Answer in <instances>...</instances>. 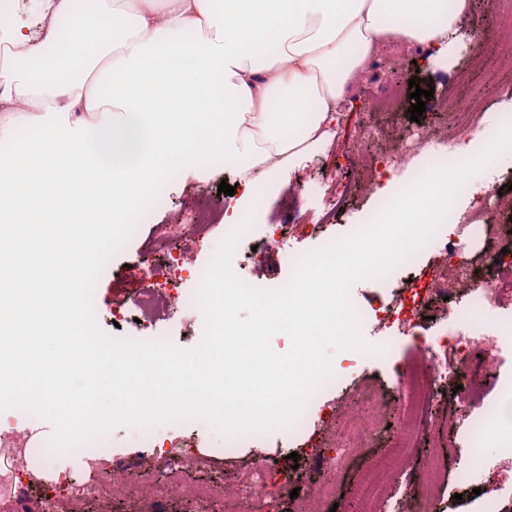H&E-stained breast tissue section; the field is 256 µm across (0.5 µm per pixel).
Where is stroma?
<instances>
[{"instance_id":"1","label":"stroma","mask_w":512,"mask_h":512,"mask_svg":"<svg viewBox=\"0 0 512 512\" xmlns=\"http://www.w3.org/2000/svg\"><path fill=\"white\" fill-rule=\"evenodd\" d=\"M472 48L471 40L462 39L455 42L447 59L429 61L424 50L415 44L396 46L387 43L380 47L346 94L342 120L331 148L311 153L293 170L283 171L276 185L267 192L262 210L255 216V232L239 244L233 256L232 266L236 274L257 288L279 287L292 273L285 260L286 253L310 252L323 246L326 239L351 234L368 223L376 200L361 193L334 225L325 228L319 225L326 205L344 184L335 163L350 150L354 131L374 121L375 116L368 112L366 100L382 86L400 85L402 95L406 96L410 93V80H432L435 92L426 103L420 118L421 127L439 122L437 107L440 103L461 99L479 101L487 131L497 132L501 113L512 111V73L496 66L468 70L467 60ZM223 182L236 185L237 172L235 167L225 164L223 155L218 154L209 167L178 173L165 187V206L155 211L151 220L141 225L138 233L112 257L97 282L94 294L99 311L98 324L103 331L116 337L125 335V328L115 326L112 314L142 288V251L161 225L168 223L173 214L196 197L208 201L216 209H223L229 201L227 195L218 191ZM279 222L286 225L283 241L265 242L264 225ZM438 259V254L427 248L418 253L412 267H398L379 279L358 282L352 289L355 307H392L399 298L401 285L426 275ZM392 341V348L385 356L365 355L353 350L335 355L333 370L339 384L329 396L330 408L313 410L307 432L295 436L279 430L240 437L230 459L224 456L219 434H207L198 450L199 457L211 466L217 480L227 485L232 482L236 467L245 465L261 452L274 464L292 468L296 486L306 487L317 476L316 469L309 463L310 451L318 447L325 432L339 427L346 417L362 407L366 391L373 387L382 389L387 397L380 442L389 444L404 426L399 404L401 368L405 358L415 350L411 337L400 336ZM474 375L491 387L486 406L501 405L499 389L512 383V365L497 367L482 359L462 366L461 382H469ZM293 452L298 455L294 461L289 458ZM440 456L457 471L479 466L477 487L481 489L476 495L471 488L449 485L440 503L442 512H479L487 492L496 498L501 512H512V464L503 460L501 440L491 436L477 445L466 432L450 431L443 426L433 427L429 434L418 439L412 457L398 464L394 486L397 496L413 500L419 473L433 466Z\"/></svg>"}]
</instances>
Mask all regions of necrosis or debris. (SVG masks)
<instances>
[{"label":"necrosis or debris","instance_id":"obj_1","mask_svg":"<svg viewBox=\"0 0 512 512\" xmlns=\"http://www.w3.org/2000/svg\"><path fill=\"white\" fill-rule=\"evenodd\" d=\"M441 109L444 122L434 128H401L392 132L376 126L359 127L354 135L355 147L343 169L346 182L367 188L382 207L390 199L383 186L394 174L403 173L414 180L426 168L462 162V155L455 153L454 148L481 132L483 115L473 111L468 102H447ZM421 154L427 159L426 165H415V157ZM463 192L471 197L472 207L467 220L455 224V237L445 242L441 262L431 276L404 288L398 306L382 318L383 323L410 334L420 325L422 308L430 304L437 318L453 319L454 327L448 335L432 339L407 359L401 392L410 432L385 449L372 467L357 493L360 512H432L444 485L451 479L445 467L437 463L430 472L420 475L419 494L414 507L409 509L391 494L394 464L408 453L414 437L424 435L437 423L432 408L444 389L456 384L458 369L464 362L490 345L497 348L496 364H504L512 356V321L499 322L489 336L479 335L474 324L476 310L497 305L501 289L512 288V250L505 248L512 241V221L505 219L503 211L488 205L491 192L478 181H469ZM218 219V213L212 209L191 202L162 225L151 247L174 249L176 265L193 264L200 244ZM489 253L494 254L496 262L487 270L483 259ZM459 292L467 296L469 304L457 310L451 298ZM366 399L374 409L373 415L361 422H346L340 432L327 434L323 451L313 454V461L326 476L298 494L295 512H319L318 502L334 500L336 487L328 478V471L359 455L366 441L378 433L384 398L373 391L367 393ZM36 422V417L29 414L19 419L8 412L0 417V445L11 450L9 465L0 469V485L20 495L43 491L45 512H84L86 499L105 500L140 489L150 493L154 512H165L164 507L172 498L182 502L183 512H198L201 504L217 494L210 483L186 478L187 461L194 457L197 446L192 422H181V436L171 440L174 455L167 463L164 482L159 484L153 480L152 466L140 461L131 464L114 455L109 438L78 449L85 465L82 481L74 483L65 476L44 478L38 463L47 455L45 441L31 436ZM293 482L288 471L274 469L267 457L259 455L238 472L234 493L250 500L254 512H278Z\"/></svg>","mask_w":512,"mask_h":512}]
</instances>
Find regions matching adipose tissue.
Listing matches in <instances>:
<instances>
[{
  "instance_id": "obj_1",
  "label": "adipose tissue",
  "mask_w": 512,
  "mask_h": 512,
  "mask_svg": "<svg viewBox=\"0 0 512 512\" xmlns=\"http://www.w3.org/2000/svg\"><path fill=\"white\" fill-rule=\"evenodd\" d=\"M471 0H37L0 27V282L47 203L108 224L163 176L238 166L245 221L282 166L327 148L354 76L391 38L448 53ZM191 40H183L184 32ZM37 140H30L29 131Z\"/></svg>"
}]
</instances>
